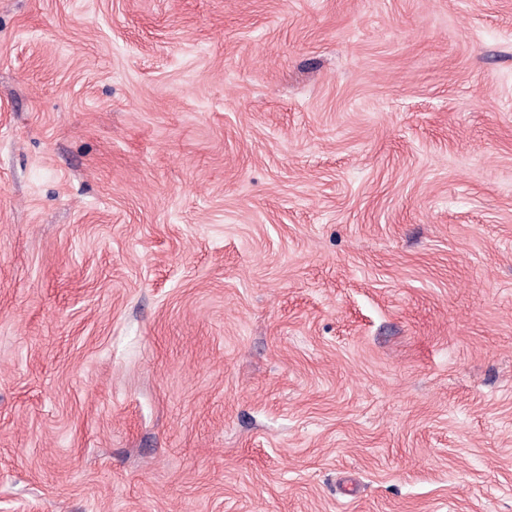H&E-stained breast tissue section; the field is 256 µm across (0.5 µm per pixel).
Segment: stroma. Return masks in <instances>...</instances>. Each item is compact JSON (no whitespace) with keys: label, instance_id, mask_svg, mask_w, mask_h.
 I'll return each mask as SVG.
<instances>
[{"label":"stroma","instance_id":"1","mask_svg":"<svg viewBox=\"0 0 512 512\" xmlns=\"http://www.w3.org/2000/svg\"><path fill=\"white\" fill-rule=\"evenodd\" d=\"M0 512H512V0H0Z\"/></svg>","mask_w":512,"mask_h":512}]
</instances>
